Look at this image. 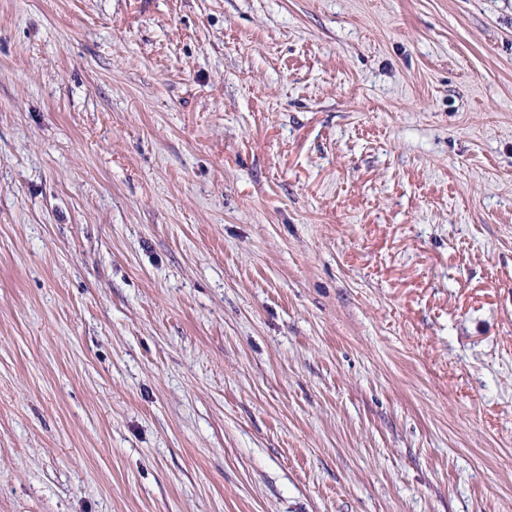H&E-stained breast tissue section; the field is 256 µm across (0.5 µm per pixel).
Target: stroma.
Here are the masks:
<instances>
[{
    "label": "stroma",
    "instance_id": "stroma-1",
    "mask_svg": "<svg viewBox=\"0 0 512 512\" xmlns=\"http://www.w3.org/2000/svg\"><path fill=\"white\" fill-rule=\"evenodd\" d=\"M0 512H512V0H0Z\"/></svg>",
    "mask_w": 512,
    "mask_h": 512
}]
</instances>
